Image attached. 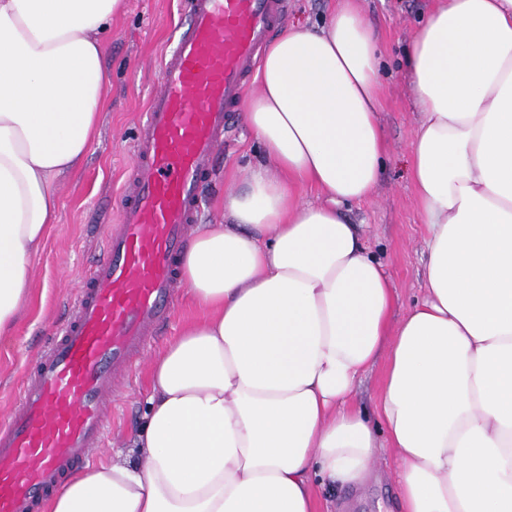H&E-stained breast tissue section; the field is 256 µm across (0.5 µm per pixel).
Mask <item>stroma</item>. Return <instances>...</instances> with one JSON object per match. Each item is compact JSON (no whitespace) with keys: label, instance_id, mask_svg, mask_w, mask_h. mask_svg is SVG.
I'll use <instances>...</instances> for the list:
<instances>
[{"label":"stroma","instance_id":"obj_1","mask_svg":"<svg viewBox=\"0 0 512 512\" xmlns=\"http://www.w3.org/2000/svg\"><path fill=\"white\" fill-rule=\"evenodd\" d=\"M432 0H360L382 51L384 84L378 120L387 141L385 169L371 197L351 205V223L362 225L368 250L383 261L397 294L394 319H401L420 298L426 259V230L409 178L411 140L421 114L414 104L407 74V50ZM186 11L185 0H127L125 13L112 21L105 40L104 64L111 78L99 134L83 166L57 181L59 209L39 254L31 261L30 295L10 335L0 338V415L18 392L29 363L66 317L80 281L98 257L108 225L116 224L122 183L129 171L131 146L149 96L159 85V59ZM261 146L235 113L224 139L222 157L202 193L201 221L224 219V198L244 190ZM202 311L179 293L170 321L148 347L123 383L112 405L107 435L98 461L115 459L130 445L146 410L149 360L197 321ZM396 462L383 453L376 480L345 488L335 500L322 501V512H397Z\"/></svg>","mask_w":512,"mask_h":512}]
</instances>
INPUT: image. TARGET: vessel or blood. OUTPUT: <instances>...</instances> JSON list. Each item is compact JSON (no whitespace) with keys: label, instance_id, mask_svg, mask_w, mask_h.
<instances>
[{"label":"vessel or blood","instance_id":"vessel-or-blood-1","mask_svg":"<svg viewBox=\"0 0 512 512\" xmlns=\"http://www.w3.org/2000/svg\"><path fill=\"white\" fill-rule=\"evenodd\" d=\"M285 15L286 0H188L132 146L119 222L0 422V512H42L93 462L116 389L173 314L200 190Z\"/></svg>","mask_w":512,"mask_h":512}]
</instances>
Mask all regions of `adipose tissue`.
I'll list each match as a JSON object with an SVG mask.
<instances>
[{
    "mask_svg": "<svg viewBox=\"0 0 512 512\" xmlns=\"http://www.w3.org/2000/svg\"><path fill=\"white\" fill-rule=\"evenodd\" d=\"M126 6L0 0V335L55 183L98 133L103 39ZM408 66L420 300L393 321V285L342 211L378 184L386 143L374 31L337 0L326 29H285L263 55L244 114L263 161L182 254L204 316L152 362L136 460L74 474L46 512H319L317 487L363 486L384 448L400 512H512V0H435ZM382 356L377 429L351 395Z\"/></svg>",
    "mask_w": 512,
    "mask_h": 512,
    "instance_id": "adipose-tissue-1",
    "label": "adipose tissue"
}]
</instances>
